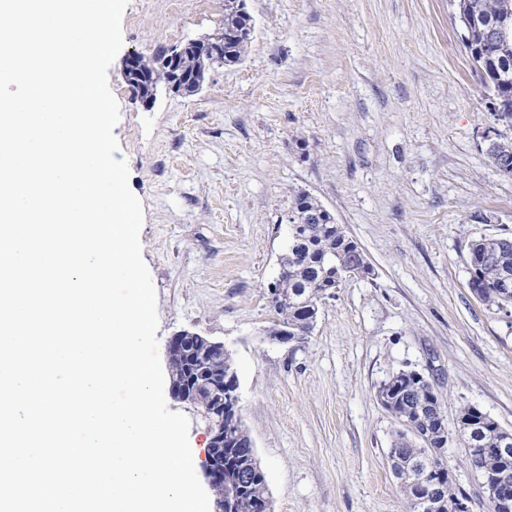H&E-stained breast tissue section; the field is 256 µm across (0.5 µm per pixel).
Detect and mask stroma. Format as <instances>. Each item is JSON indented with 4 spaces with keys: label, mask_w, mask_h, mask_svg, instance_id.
Returning a JSON list of instances; mask_svg holds the SVG:
<instances>
[{
    "label": "stroma",
    "mask_w": 512,
    "mask_h": 512,
    "mask_svg": "<svg viewBox=\"0 0 512 512\" xmlns=\"http://www.w3.org/2000/svg\"><path fill=\"white\" fill-rule=\"evenodd\" d=\"M243 61L191 96L131 94L122 58L215 35L224 0H129L109 70L113 133L141 200L159 355L171 336L224 343L240 415L274 512H407L387 452L397 428L376 398L414 369L445 402L446 457L472 498L457 409L512 431V307L469 287V245L512 238V175L487 159L511 139L451 0H247ZM316 198L372 276L326 299L306 342L269 344L267 286L288 248L296 192Z\"/></svg>",
    "instance_id": "35a3bbf8"
}]
</instances>
